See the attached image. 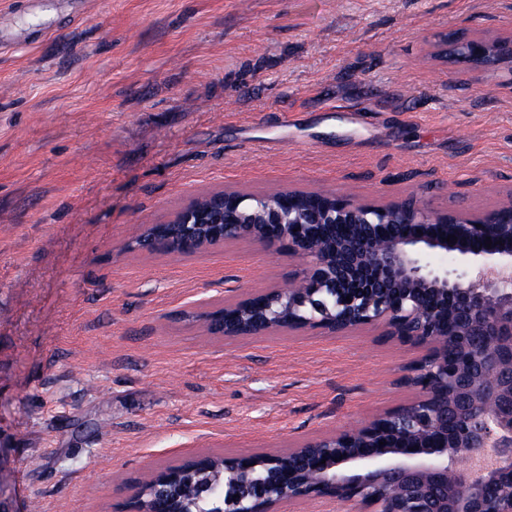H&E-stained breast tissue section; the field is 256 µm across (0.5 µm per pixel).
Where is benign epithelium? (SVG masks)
<instances>
[{
  "label": "benign epithelium",
  "instance_id": "benign-epithelium-1",
  "mask_svg": "<svg viewBox=\"0 0 512 512\" xmlns=\"http://www.w3.org/2000/svg\"><path fill=\"white\" fill-rule=\"evenodd\" d=\"M466 56L474 71L512 66V37L472 39ZM274 195L276 205L267 194L216 193L213 220L194 202L166 231L147 225L136 249L250 240L305 261L293 286L204 315L214 335L370 327L429 352L408 377L416 396L405 406L286 452L225 457L220 512L304 502L325 512H512V197L475 215L410 198ZM181 474L155 472L128 512H180L171 503L189 496Z\"/></svg>",
  "mask_w": 512,
  "mask_h": 512
}]
</instances>
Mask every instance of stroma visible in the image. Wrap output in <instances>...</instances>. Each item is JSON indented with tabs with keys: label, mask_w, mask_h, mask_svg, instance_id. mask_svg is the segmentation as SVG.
Here are the masks:
<instances>
[{
	"label": "stroma",
	"mask_w": 512,
	"mask_h": 512,
	"mask_svg": "<svg viewBox=\"0 0 512 512\" xmlns=\"http://www.w3.org/2000/svg\"><path fill=\"white\" fill-rule=\"evenodd\" d=\"M0 507L124 512L188 458L285 451L408 403L426 350L359 328L209 335L290 284L236 241L128 244L213 191L436 209L512 193V68L432 58L512 34V0H0Z\"/></svg>",
	"instance_id": "1"
}]
</instances>
